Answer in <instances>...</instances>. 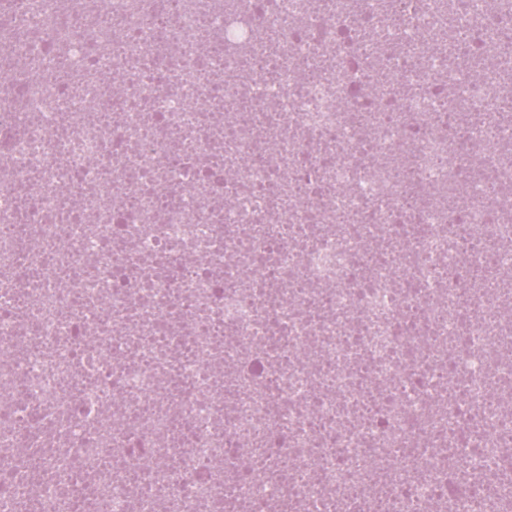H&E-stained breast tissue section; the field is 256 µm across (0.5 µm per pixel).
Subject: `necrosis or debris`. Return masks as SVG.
<instances>
[{
    "mask_svg": "<svg viewBox=\"0 0 512 512\" xmlns=\"http://www.w3.org/2000/svg\"><path fill=\"white\" fill-rule=\"evenodd\" d=\"M0 71V512H512V0H0Z\"/></svg>",
    "mask_w": 512,
    "mask_h": 512,
    "instance_id": "necrosis-or-debris-1",
    "label": "necrosis or debris"
}]
</instances>
